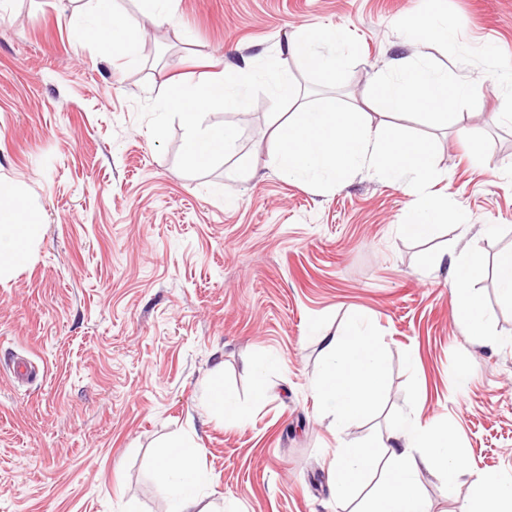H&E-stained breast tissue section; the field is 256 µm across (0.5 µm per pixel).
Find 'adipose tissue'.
Masks as SVG:
<instances>
[{
  "instance_id": "adipose-tissue-1",
  "label": "adipose tissue",
  "mask_w": 512,
  "mask_h": 512,
  "mask_svg": "<svg viewBox=\"0 0 512 512\" xmlns=\"http://www.w3.org/2000/svg\"><path fill=\"white\" fill-rule=\"evenodd\" d=\"M65 21L94 35L123 53L135 46L127 19L118 14L113 0H90L89 13H73ZM463 83L452 84L447 74L422 62L403 67L399 77L378 82L375 94L388 109L431 110L444 124L458 122L457 106L471 94ZM43 226L27 198L13 183L0 179V271L22 264L28 246L37 241ZM459 314L471 335L489 337L490 330L479 296L471 283L482 272L477 251L462 250L453 256ZM325 370L316 391L325 410L343 426L365 414L379 393L383 359L375 336L360 321L345 334L325 337ZM386 453V476L372 496L366 512H429L420 490V473L436 476L446 496H455L463 473L455 436L448 427L425 426L410 415L396 420L386 438L356 447H341L330 467L337 498H345L371 473L379 453ZM199 447L174 442L172 450L155 465L156 480L167 495V512H206L203 478L199 472ZM479 494L466 512H512V479L483 474Z\"/></svg>"
}]
</instances>
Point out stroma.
Here are the masks:
<instances>
[{"label": "stroma", "instance_id": "35a3bbf8", "mask_svg": "<svg viewBox=\"0 0 512 512\" xmlns=\"http://www.w3.org/2000/svg\"><path fill=\"white\" fill-rule=\"evenodd\" d=\"M115 8L136 54L65 25L85 0H0V178L44 224L31 262L0 278V512H166L154 463L180 438L201 447L207 512H365L384 465L339 500L334 452L379 440L408 412L448 425L468 466L452 498L422 472L430 512H461L479 475H512V302L496 277L512 249V0H176L160 27L146 0ZM434 12L446 38L411 41ZM316 27L358 39L361 58L335 94L370 125L393 120L372 89L403 62L473 84L459 128L398 120L435 138L431 190L466 226L414 245L396 229L414 204L403 187L361 172L321 192L282 177L268 163L264 94L206 118L241 130L232 179L183 174L182 125L160 149L139 120L138 103L171 77L232 73ZM455 247L484 258L472 287L491 344L461 324L450 262L431 266ZM358 314L378 340L384 386L367 415L338 428L315 390L320 336ZM21 356L36 369L24 384L8 373ZM213 377L249 406L246 423L204 404ZM260 377L268 397L256 405Z\"/></svg>", "mask_w": 512, "mask_h": 512}]
</instances>
